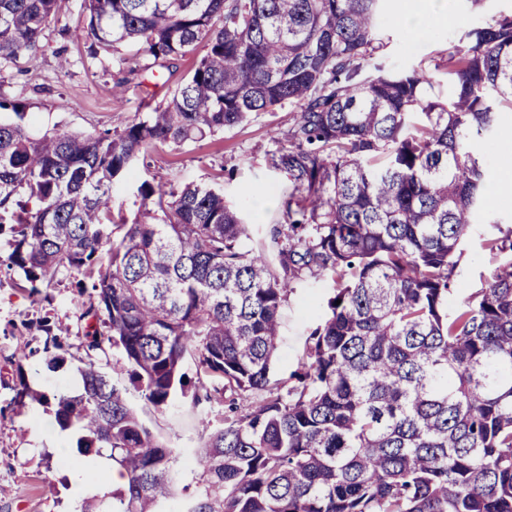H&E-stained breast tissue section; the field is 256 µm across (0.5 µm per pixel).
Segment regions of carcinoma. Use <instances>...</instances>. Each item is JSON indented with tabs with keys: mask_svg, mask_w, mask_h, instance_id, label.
I'll return each instance as SVG.
<instances>
[{
	"mask_svg": "<svg viewBox=\"0 0 512 512\" xmlns=\"http://www.w3.org/2000/svg\"><path fill=\"white\" fill-rule=\"evenodd\" d=\"M61 0H0V59L31 63ZM384 0H83L74 33L141 44L163 64L206 48L163 108L122 131L34 138L0 124L6 262L31 288L90 280L82 390L56 396L82 454L125 483L79 512H166L175 450L102 371L121 349L144 398L186 395L193 360L198 486L181 512H512V227L484 203L471 149L512 109V13L471 25L431 75L386 69ZM289 104L274 154L293 190L256 251L208 188L142 184L132 224L109 230L112 185L135 161ZM38 208L28 209L30 201ZM499 256L448 311L461 247L479 224ZM0 259V265L5 262ZM329 276L328 312L287 380L270 377L294 285Z\"/></svg>",
	"mask_w": 512,
	"mask_h": 512,
	"instance_id": "carcinoma-1",
	"label": "carcinoma"
}]
</instances>
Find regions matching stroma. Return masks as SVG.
Masks as SVG:
<instances>
[{"label":"stroma","instance_id":"stroma-1","mask_svg":"<svg viewBox=\"0 0 512 512\" xmlns=\"http://www.w3.org/2000/svg\"><path fill=\"white\" fill-rule=\"evenodd\" d=\"M404 0H386L379 17L385 41L381 56L387 68L434 72L474 22L512 12V0H485L479 12L463 0H451L455 20L431 23L417 38L401 24ZM81 0H64L56 18L45 28L33 63L0 65V100L21 102L23 117L0 110V123L22 122L32 136L58 130L88 135L119 131L166 106L180 82L201 59L200 54L173 59L165 67H148L137 46L103 49L88 40L73 39L81 26ZM294 112L282 106L253 115L249 122L180 146L149 152L130 175L114 182L109 204L126 222L141 208L142 183L181 190L188 185L219 189L224 202L255 227L251 245L260 248L273 225L282 221L281 205L292 190L286 173L272 156L292 125ZM501 134L478 142L490 173L488 207L500 218L512 217V195L503 193L507 176L501 168ZM482 232L468 238L458 264L457 287L476 291L494 269L497 258L485 249ZM331 279H307L296 284L282 309V331L271 376L288 378L303 355L311 329L323 318L333 292ZM93 303L92 292H79L77 280L61 275L51 286L31 294L22 270L0 266V512H77L63 464L54 449L60 441L75 444L74 430L55 421L54 396L72 390L86 360L85 328L77 316L75 296ZM100 364L127 390L139 418L160 440L178 448L173 469L178 491L170 503L180 512L199 471L193 448L201 432L202 414L190 397L176 396L157 408L148 403L129 375L118 349L108 348ZM44 394L38 404L20 398V388Z\"/></svg>","mask_w":512,"mask_h":512}]
</instances>
